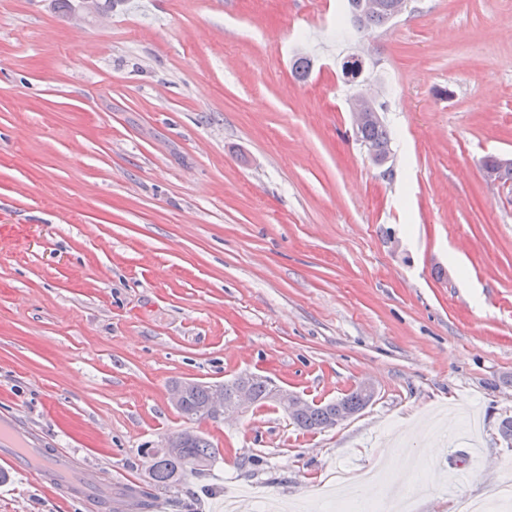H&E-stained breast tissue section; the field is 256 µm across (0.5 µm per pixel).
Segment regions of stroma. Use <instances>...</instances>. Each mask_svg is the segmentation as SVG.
<instances>
[{"mask_svg": "<svg viewBox=\"0 0 512 512\" xmlns=\"http://www.w3.org/2000/svg\"><path fill=\"white\" fill-rule=\"evenodd\" d=\"M347 0H124L74 19L0 0V417L145 486L143 449L219 453L164 512H326L337 472L412 456L413 512L512 479V0H409L341 35ZM365 56L392 154L353 137L341 63ZM309 58L307 79L293 64ZM268 377L374 401L306 433L267 404L188 420L193 379ZM433 456H426V449ZM0 512H86L35 477ZM481 167L482 169H491L495 173L490 170L483 171L487 182L500 186V181L503 185L510 184L512 186V160L489 156L482 160Z\"/></svg>", "mask_w": 512, "mask_h": 512, "instance_id": "obj_1", "label": "stroma"}]
</instances>
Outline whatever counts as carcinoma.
<instances>
[{"instance_id":"obj_1","label":"carcinoma","mask_w":512,"mask_h":512,"mask_svg":"<svg viewBox=\"0 0 512 512\" xmlns=\"http://www.w3.org/2000/svg\"><path fill=\"white\" fill-rule=\"evenodd\" d=\"M403 0H349L350 15L353 23L358 26H383L398 17L404 7ZM370 113L362 123L354 127L355 140L366 151L382 158L391 156V137L382 116L380 106L371 101L364 107ZM481 167L492 170L502 184L512 185V160L489 156L482 160ZM239 378L224 383L206 385L197 383L189 386L181 396L179 412L190 419H209V405L216 391L224 393V398L235 396ZM246 382L258 405L270 401L275 384L262 376L251 375ZM368 405L367 398L359 391L341 396L340 400L330 404H314L306 413L286 412V416L298 429L305 432H316L336 416V410L343 409L358 413ZM218 449L200 434L184 448L160 452L155 448H147L144 455L147 463V486L154 489H171L179 486L187 476V472L199 471V466L212 465Z\"/></svg>"}]
</instances>
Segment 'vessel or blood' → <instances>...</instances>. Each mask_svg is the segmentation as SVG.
<instances>
[{
    "label": "vessel or blood",
    "mask_w": 512,
    "mask_h": 512,
    "mask_svg": "<svg viewBox=\"0 0 512 512\" xmlns=\"http://www.w3.org/2000/svg\"><path fill=\"white\" fill-rule=\"evenodd\" d=\"M34 474L60 497L78 500L109 512H127L132 499L128 487L113 486L73 449H47L39 435L14 419L0 418V467Z\"/></svg>",
    "instance_id": "obj_1"
}]
</instances>
